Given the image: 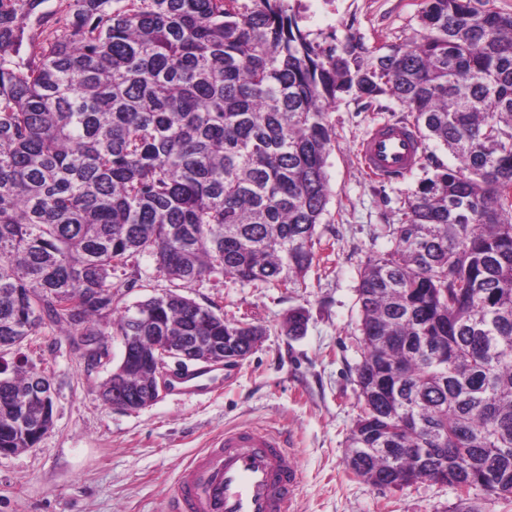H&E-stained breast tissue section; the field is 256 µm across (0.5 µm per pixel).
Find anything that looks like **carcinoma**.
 Here are the masks:
<instances>
[{
	"mask_svg": "<svg viewBox=\"0 0 512 512\" xmlns=\"http://www.w3.org/2000/svg\"><path fill=\"white\" fill-rule=\"evenodd\" d=\"M44 0H0V349L49 324L136 349L264 330L174 291L112 306V273L287 288L316 258L329 203L327 112L389 94L437 166L394 248L359 273L361 414L347 461L380 486H512V14L422 0L425 34L363 63L307 38L286 0H67L38 51L7 59ZM429 336L448 337L441 351ZM0 367V430L39 374ZM32 427L0 448H33ZM435 448H446L441 456Z\"/></svg>",
	"mask_w": 512,
	"mask_h": 512,
	"instance_id": "1",
	"label": "carcinoma"
}]
</instances>
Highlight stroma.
Here are the masks:
<instances>
[{"label":"stroma","instance_id":"1","mask_svg":"<svg viewBox=\"0 0 512 512\" xmlns=\"http://www.w3.org/2000/svg\"><path fill=\"white\" fill-rule=\"evenodd\" d=\"M309 40L355 47L364 61L377 49L421 38V0H288ZM394 99L369 101L346 93L327 120L334 147L327 159L330 199L316 240L332 245L292 288H272L219 276L182 286L140 256L136 280L115 274L114 303L129 306L169 290L214 305L225 318L261 326L264 336L244 361L225 367L221 392L196 398L166 393L136 411L105 404L99 390L119 362L121 337L104 324L110 356L90 363L76 337L42 328L0 360L25 361L51 382L53 426L35 447L0 455V512H166L184 461L224 430L248 426L281 433L302 481L295 512H512V494L471 496L424 481L380 487L354 476L347 439L360 414L355 368L361 360L357 297L359 269L394 246L392 226L408 194L425 178L415 169L401 180L371 177L358 154L375 124L406 120ZM303 309L302 334L288 335L290 310Z\"/></svg>","mask_w":512,"mask_h":512}]
</instances>
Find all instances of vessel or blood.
<instances>
[{
    "instance_id": "b4317fda",
    "label": "vessel or blood",
    "mask_w": 512,
    "mask_h": 512,
    "mask_svg": "<svg viewBox=\"0 0 512 512\" xmlns=\"http://www.w3.org/2000/svg\"><path fill=\"white\" fill-rule=\"evenodd\" d=\"M364 169L383 181L399 180L418 164L420 145L402 122L378 124L358 145ZM222 379L211 368L178 371L173 392L199 395L218 391ZM301 480L281 435L230 429L192 457L178 474L167 512H294Z\"/></svg>"
}]
</instances>
